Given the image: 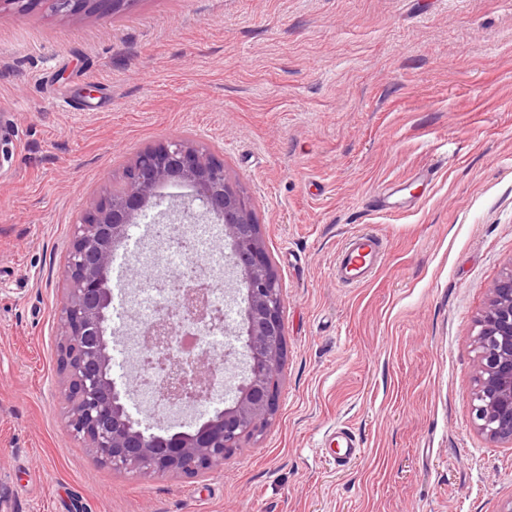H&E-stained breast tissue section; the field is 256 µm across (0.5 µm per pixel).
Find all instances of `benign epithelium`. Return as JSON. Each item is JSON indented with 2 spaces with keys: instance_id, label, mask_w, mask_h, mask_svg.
I'll return each instance as SVG.
<instances>
[{
  "instance_id": "7a95c632",
  "label": "benign epithelium",
  "mask_w": 512,
  "mask_h": 512,
  "mask_svg": "<svg viewBox=\"0 0 512 512\" xmlns=\"http://www.w3.org/2000/svg\"><path fill=\"white\" fill-rule=\"evenodd\" d=\"M105 3L116 11L122 0H61L65 16L100 11ZM127 174L126 189L103 203L90 200L73 228L59 342L67 426L99 465L114 471L205 474L239 448L242 439L266 430L276 415L285 357L282 288L250 202L207 145L168 139L137 155ZM168 182L192 187L189 201H200L206 214L224 224L228 269L244 302L238 335L249 372L237 400L211 419L191 431L154 433L129 416V390L117 389L110 377L111 289L105 283L113 249L144 207L159 205L158 188ZM157 288L174 295L175 303L135 335L155 365L170 368L168 380L155 385L152 404L175 417L213 396L217 369L201 356L173 359L170 337L179 327L210 333L223 325L224 313L212 300L216 286L203 270L165 277ZM478 326V335L492 340V346L477 359L476 393L485 405L473 407L475 419L488 437L512 442V272L492 288Z\"/></svg>"
}]
</instances>
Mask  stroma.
I'll use <instances>...</instances> for the list:
<instances>
[{
    "label": "stroma",
    "instance_id": "35a3bbf8",
    "mask_svg": "<svg viewBox=\"0 0 512 512\" xmlns=\"http://www.w3.org/2000/svg\"><path fill=\"white\" fill-rule=\"evenodd\" d=\"M178 136L213 149L266 228L285 298L278 410L205 475L119 473L66 425L65 260L88 200ZM397 185L415 206L379 209ZM364 228L386 250L349 288L336 250ZM511 271L506 0L0 7V512H502L512 443L477 429L471 398L476 320ZM233 288L211 337L223 384L183 426L237 396ZM134 317L108 322L120 387L136 375ZM339 426L363 446L344 467L321 446Z\"/></svg>",
    "mask_w": 512,
    "mask_h": 512
}]
</instances>
